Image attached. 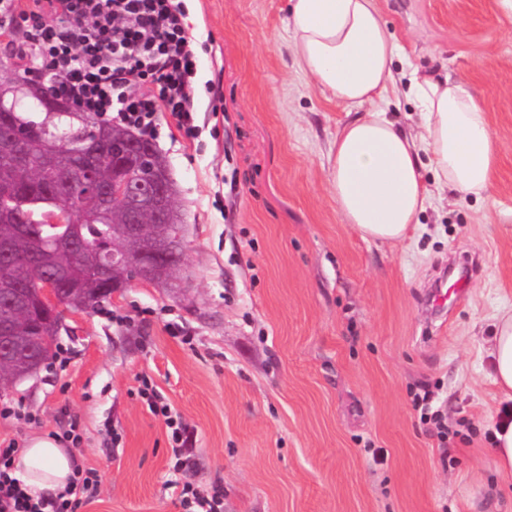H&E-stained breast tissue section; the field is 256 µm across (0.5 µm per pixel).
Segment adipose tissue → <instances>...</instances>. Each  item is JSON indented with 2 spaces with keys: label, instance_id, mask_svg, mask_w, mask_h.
<instances>
[{
  "label": "adipose tissue",
  "instance_id": "obj_1",
  "mask_svg": "<svg viewBox=\"0 0 512 512\" xmlns=\"http://www.w3.org/2000/svg\"><path fill=\"white\" fill-rule=\"evenodd\" d=\"M293 53L300 70L343 105L374 102L393 79L396 48L376 0H291ZM408 93L422 114L412 137L381 111L347 122L332 149L329 191L343 223L366 241L399 242L425 209L421 154L440 186L477 201L488 196L500 148L487 116L462 83L413 75ZM492 382L512 404V306L495 317ZM77 459L59 439L32 437L19 449L14 477L32 494L61 493Z\"/></svg>",
  "mask_w": 512,
  "mask_h": 512
}]
</instances>
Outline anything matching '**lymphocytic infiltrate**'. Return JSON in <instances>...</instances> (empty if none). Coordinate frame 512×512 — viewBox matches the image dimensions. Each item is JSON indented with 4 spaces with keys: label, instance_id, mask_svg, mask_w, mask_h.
Masks as SVG:
<instances>
[{
    "label": "lymphocytic infiltrate",
    "instance_id": "lymphocytic-infiltrate-1",
    "mask_svg": "<svg viewBox=\"0 0 512 512\" xmlns=\"http://www.w3.org/2000/svg\"><path fill=\"white\" fill-rule=\"evenodd\" d=\"M189 29L181 0H0V35H10V51L31 82L74 111L151 140L166 116L185 137L197 134ZM139 395L171 431L174 470L189 469L181 418L152 385ZM18 450L16 441L0 442V512H78L97 496V469L81 467L58 496L33 497L10 475Z\"/></svg>",
    "mask_w": 512,
    "mask_h": 512
}]
</instances>
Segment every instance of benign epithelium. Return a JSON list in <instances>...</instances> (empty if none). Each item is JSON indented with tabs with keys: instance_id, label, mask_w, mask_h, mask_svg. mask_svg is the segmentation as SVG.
Masks as SVG:
<instances>
[{
	"instance_id": "7a95c632",
	"label": "benign epithelium",
	"mask_w": 512,
	"mask_h": 512,
	"mask_svg": "<svg viewBox=\"0 0 512 512\" xmlns=\"http://www.w3.org/2000/svg\"><path fill=\"white\" fill-rule=\"evenodd\" d=\"M47 128L35 132L45 140L43 167L57 163L62 145L47 138ZM112 134V142L125 144L120 169L108 183L96 177L99 153L88 148L73 152L68 164L67 181L81 182L86 195L94 197L100 208L112 210L118 220L112 243L93 265L83 261V239L73 236L72 265L64 274L44 278L36 296L17 286L0 283V300L8 315L0 319V369L7 368L16 385L33 377L42 365L45 352L52 350L63 326L66 309H86L91 294L101 300L118 297L131 282L165 290H179L186 283L183 244L172 235L176 212L172 200L176 188L168 168L161 163L156 147L139 141L119 126H103V134ZM7 163L9 174L0 177V195L17 191L15 175L30 166L27 144L8 127H0V159ZM84 207V197L68 194L61 207L44 216L48 224L71 222Z\"/></svg>"
}]
</instances>
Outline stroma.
<instances>
[{
    "label": "stroma",
    "mask_w": 512,
    "mask_h": 512,
    "mask_svg": "<svg viewBox=\"0 0 512 512\" xmlns=\"http://www.w3.org/2000/svg\"><path fill=\"white\" fill-rule=\"evenodd\" d=\"M203 42L198 132L155 141L179 193L189 284H130L66 318L63 365L0 393L37 423L0 417L26 445L77 418L74 454L102 476L78 512H181L170 485L224 488V512H512L491 466L498 405L487 349L512 305V22L496 0H377L397 46L375 103L340 105L293 60L290 0H183ZM448 73L483 105L502 153L478 204L434 188L410 239L362 241L328 177L340 128L378 108L421 131L412 73ZM225 107L216 121L212 106ZM449 295L434 304L432 291ZM150 381L192 435L171 469ZM431 394L449 435L427 431Z\"/></svg>",
    "instance_id": "1"
}]
</instances>
